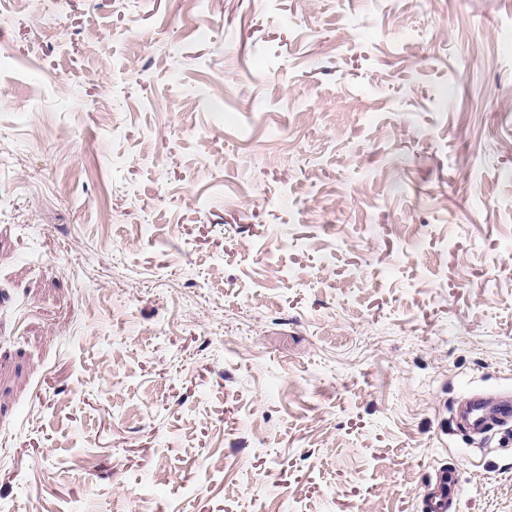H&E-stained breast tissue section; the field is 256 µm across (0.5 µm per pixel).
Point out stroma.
I'll use <instances>...</instances> for the list:
<instances>
[{"label":"stroma","mask_w":512,"mask_h":512,"mask_svg":"<svg viewBox=\"0 0 512 512\" xmlns=\"http://www.w3.org/2000/svg\"><path fill=\"white\" fill-rule=\"evenodd\" d=\"M512 0H0V512H512ZM496 413L494 416L486 414L492 396L484 392H470L463 400L462 412L457 416L462 426L476 434H485L495 426L507 427L512 424V393L501 392L495 395ZM460 492L455 472L448 468L439 469L425 484L423 502L426 512H450Z\"/></svg>","instance_id":"stroma-1"}]
</instances>
